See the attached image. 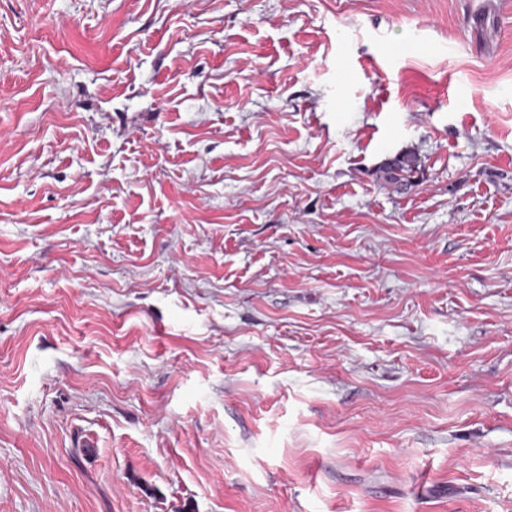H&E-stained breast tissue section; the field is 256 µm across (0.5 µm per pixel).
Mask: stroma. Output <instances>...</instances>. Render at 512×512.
Returning a JSON list of instances; mask_svg holds the SVG:
<instances>
[{"instance_id":"1","label":"stroma","mask_w":512,"mask_h":512,"mask_svg":"<svg viewBox=\"0 0 512 512\" xmlns=\"http://www.w3.org/2000/svg\"><path fill=\"white\" fill-rule=\"evenodd\" d=\"M0 512H512V0H0ZM421 158L413 151L397 153L382 162L372 174L378 183L405 191L416 185L422 171Z\"/></svg>"}]
</instances>
